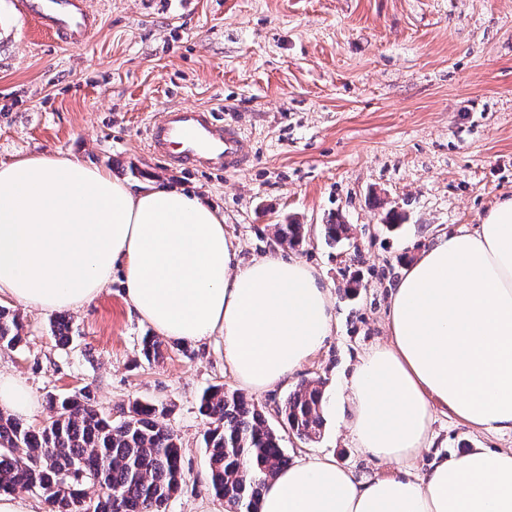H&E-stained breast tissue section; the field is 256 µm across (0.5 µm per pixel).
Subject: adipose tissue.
<instances>
[{"instance_id": "1", "label": "adipose tissue", "mask_w": 512, "mask_h": 512, "mask_svg": "<svg viewBox=\"0 0 512 512\" xmlns=\"http://www.w3.org/2000/svg\"><path fill=\"white\" fill-rule=\"evenodd\" d=\"M117 270L129 309L157 335L222 337L231 375L256 392L288 381L332 332L315 270L280 254L240 263L204 196L160 182L135 191L74 156L0 163V294L75 311ZM386 327L388 342L361 357L337 405L357 448L386 461L418 455L436 403L477 430L512 434V196L404 269ZM258 512H512V448L369 481L312 456L278 471Z\"/></svg>"}]
</instances>
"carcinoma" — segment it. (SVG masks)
<instances>
[{
	"instance_id": "carcinoma-1",
	"label": "carcinoma",
	"mask_w": 512,
	"mask_h": 512,
	"mask_svg": "<svg viewBox=\"0 0 512 512\" xmlns=\"http://www.w3.org/2000/svg\"><path fill=\"white\" fill-rule=\"evenodd\" d=\"M277 239L291 247L304 238L301 224L275 225ZM16 315L0 307V342L22 341ZM164 341L142 339L141 355L161 356ZM320 380L288 395L273 426L263 407L222 385L207 388L199 412L209 419L203 435L208 453V486L236 512L258 509L266 480L288 466L278 428L301 439L321 433ZM49 419L34 428L0 412V492H37L50 512H165L184 479L182 446L155 404L136 401L114 419L88 396L51 395ZM97 497H86L88 486Z\"/></svg>"
}]
</instances>
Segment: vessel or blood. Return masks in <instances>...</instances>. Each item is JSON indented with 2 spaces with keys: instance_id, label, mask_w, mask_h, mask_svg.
<instances>
[{
  "instance_id": "vessel-or-blood-1",
  "label": "vessel or blood",
  "mask_w": 512,
  "mask_h": 512,
  "mask_svg": "<svg viewBox=\"0 0 512 512\" xmlns=\"http://www.w3.org/2000/svg\"><path fill=\"white\" fill-rule=\"evenodd\" d=\"M24 14L56 43L83 45L98 18L88 0H21ZM146 146L174 168L204 171L244 169L253 145L249 137L229 122H219L214 109L173 106L149 123Z\"/></svg>"
}]
</instances>
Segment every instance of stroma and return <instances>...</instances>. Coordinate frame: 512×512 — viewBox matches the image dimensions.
I'll return each instance as SVG.
<instances>
[{
    "mask_svg": "<svg viewBox=\"0 0 512 512\" xmlns=\"http://www.w3.org/2000/svg\"><path fill=\"white\" fill-rule=\"evenodd\" d=\"M99 26L71 48L39 35L18 0H0V162L76 156L132 189L166 182L205 195L224 216L242 261L278 252L311 266L336 322L288 383L255 394L274 411L302 383L339 393L360 356L385 343L391 288L442 234L474 229L512 193V0H91ZM209 106L244 130L254 157L242 172L168 166L145 144L170 106ZM397 211L399 226L386 224ZM341 218L339 243L323 226ZM305 240L279 243L275 225ZM23 324L19 348L0 347V373L23 381L49 416L48 395L89 388L101 411L140 399L164 410L183 444L185 480L167 512H226L207 483L199 397L239 390L220 338L167 340L145 361L150 328L125 301L120 276L66 312L73 340L53 334L55 313L1 298ZM319 438L283 432L290 460L328 454L368 480L427 469L435 455L512 448V435L477 431L438 408L430 448L385 462L353 444L327 412Z\"/></svg>",
    "mask_w": 512,
    "mask_h": 512,
    "instance_id": "35a3bbf8",
    "label": "stroma"
}]
</instances>
